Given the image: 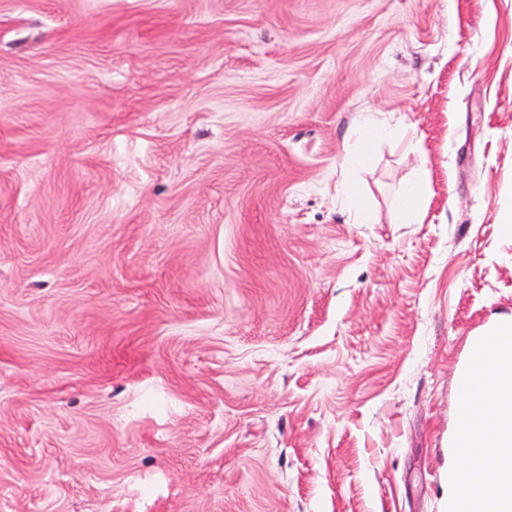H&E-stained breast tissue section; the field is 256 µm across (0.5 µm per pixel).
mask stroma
<instances>
[{
  "label": "stroma",
  "instance_id": "1",
  "mask_svg": "<svg viewBox=\"0 0 512 512\" xmlns=\"http://www.w3.org/2000/svg\"><path fill=\"white\" fill-rule=\"evenodd\" d=\"M510 210L512 0H0V512H449ZM429 178L424 171H418L414 178L401 190V205L404 212L414 209L426 197Z\"/></svg>",
  "mask_w": 512,
  "mask_h": 512
}]
</instances>
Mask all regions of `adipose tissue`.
<instances>
[{"label": "adipose tissue", "instance_id": "1", "mask_svg": "<svg viewBox=\"0 0 512 512\" xmlns=\"http://www.w3.org/2000/svg\"><path fill=\"white\" fill-rule=\"evenodd\" d=\"M498 337L477 352L483 366L460 382L461 423L456 444L466 459L453 500L458 512H481L480 502L512 493V322L497 324ZM500 449L493 466L483 451Z\"/></svg>", "mask_w": 512, "mask_h": 512}]
</instances>
